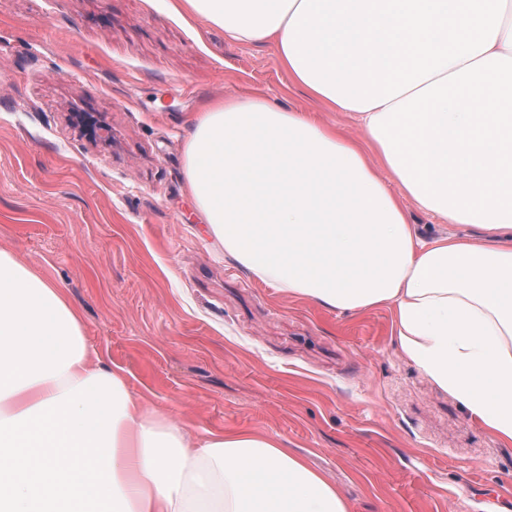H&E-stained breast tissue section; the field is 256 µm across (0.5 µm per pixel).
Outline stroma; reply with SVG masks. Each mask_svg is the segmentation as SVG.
I'll return each mask as SVG.
<instances>
[{
    "instance_id": "stroma-1",
    "label": "stroma",
    "mask_w": 512,
    "mask_h": 512,
    "mask_svg": "<svg viewBox=\"0 0 512 512\" xmlns=\"http://www.w3.org/2000/svg\"><path fill=\"white\" fill-rule=\"evenodd\" d=\"M169 0H0V249L62 288L131 390L197 429L277 434L350 512H512V446L400 354L392 314L264 285L185 186L203 100L258 99L358 138L266 43Z\"/></svg>"
}]
</instances>
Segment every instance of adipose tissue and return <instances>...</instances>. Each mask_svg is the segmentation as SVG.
Instances as JSON below:
<instances>
[{
    "mask_svg": "<svg viewBox=\"0 0 512 512\" xmlns=\"http://www.w3.org/2000/svg\"><path fill=\"white\" fill-rule=\"evenodd\" d=\"M366 140L257 100H208L190 195L259 282L340 314L391 310L400 352L512 444V0H171ZM372 147L389 173L368 161ZM490 241L428 236L402 199ZM0 512H350L250 430L195 432L103 364L64 292L0 249Z\"/></svg>",
    "mask_w": 512,
    "mask_h": 512,
    "instance_id": "ef3b65f1",
    "label": "adipose tissue"
}]
</instances>
